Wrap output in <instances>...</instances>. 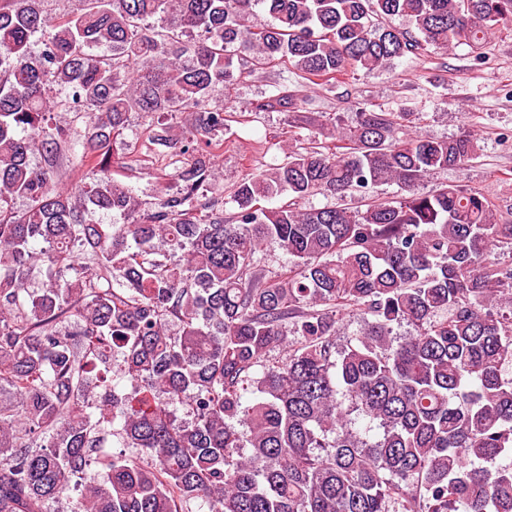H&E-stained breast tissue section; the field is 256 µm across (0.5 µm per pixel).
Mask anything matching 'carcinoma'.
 I'll return each instance as SVG.
<instances>
[{
  "label": "carcinoma",
  "mask_w": 512,
  "mask_h": 512,
  "mask_svg": "<svg viewBox=\"0 0 512 512\" xmlns=\"http://www.w3.org/2000/svg\"><path fill=\"white\" fill-rule=\"evenodd\" d=\"M83 2L51 18L0 0V512L72 491L70 512H512L495 465L512 456V265L491 259L512 224L460 185L417 189L468 165L476 134L411 135L413 113L361 107L243 178L231 219L196 205L230 111L211 95L240 52L369 75L426 45L480 52L512 0ZM283 108L286 84L257 106ZM130 112H187L204 138L145 208L112 171ZM65 155L87 168L75 192L55 181ZM384 184L399 194L363 210L294 207ZM269 245L290 257L275 277ZM343 312L361 324L338 346ZM109 436L136 454L78 481Z\"/></svg>",
  "instance_id": "1"
}]
</instances>
